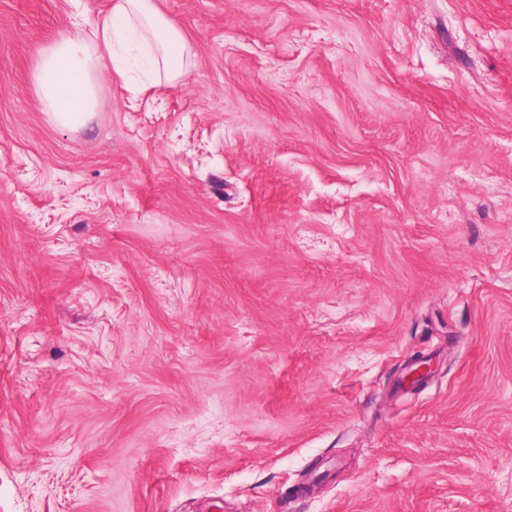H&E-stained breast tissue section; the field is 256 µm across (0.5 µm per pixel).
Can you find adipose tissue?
<instances>
[{"label":"adipose tissue","mask_w":512,"mask_h":512,"mask_svg":"<svg viewBox=\"0 0 512 512\" xmlns=\"http://www.w3.org/2000/svg\"><path fill=\"white\" fill-rule=\"evenodd\" d=\"M132 47L142 53L154 86L173 85L185 72L186 39L155 0H113L90 31L64 32L40 52L34 84L50 120L70 130L84 128L97 107L99 68L125 76Z\"/></svg>","instance_id":"adipose-tissue-1"}]
</instances>
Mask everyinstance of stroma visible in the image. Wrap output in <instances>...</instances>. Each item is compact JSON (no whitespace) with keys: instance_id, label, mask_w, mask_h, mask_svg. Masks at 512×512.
<instances>
[{"instance_id":"1","label":"stroma","mask_w":512,"mask_h":512,"mask_svg":"<svg viewBox=\"0 0 512 512\" xmlns=\"http://www.w3.org/2000/svg\"><path fill=\"white\" fill-rule=\"evenodd\" d=\"M156 2L74 131L0 0V512H512V0ZM406 369L405 377L400 380L401 385L415 386L418 382L428 379L432 373L430 359L420 355L410 359Z\"/></svg>"}]
</instances>
